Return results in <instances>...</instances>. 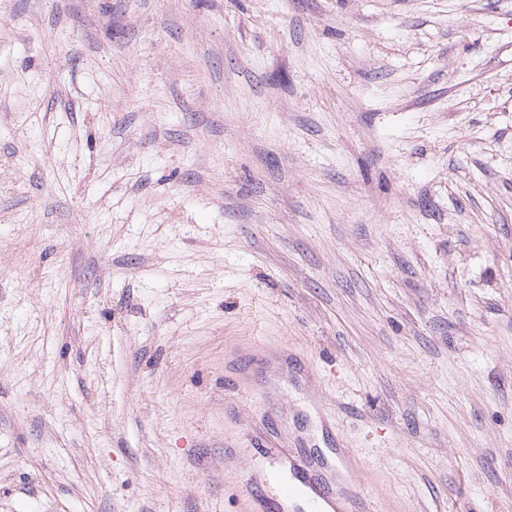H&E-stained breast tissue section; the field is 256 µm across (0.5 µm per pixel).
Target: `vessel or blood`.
Returning a JSON list of instances; mask_svg holds the SVG:
<instances>
[{
  "instance_id": "vessel-or-blood-1",
  "label": "vessel or blood",
  "mask_w": 512,
  "mask_h": 512,
  "mask_svg": "<svg viewBox=\"0 0 512 512\" xmlns=\"http://www.w3.org/2000/svg\"><path fill=\"white\" fill-rule=\"evenodd\" d=\"M252 444L264 458L275 464H289L290 476L278 489L255 475H246L242 491L248 501V512H323L322 502L338 504V512H358L361 498L353 496L335 480L343 456L340 448H329L313 454L283 458L284 437L261 420L252 431Z\"/></svg>"
}]
</instances>
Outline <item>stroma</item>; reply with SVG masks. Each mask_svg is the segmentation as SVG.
<instances>
[{
    "label": "stroma",
    "instance_id": "obj_1",
    "mask_svg": "<svg viewBox=\"0 0 512 512\" xmlns=\"http://www.w3.org/2000/svg\"><path fill=\"white\" fill-rule=\"evenodd\" d=\"M271 408L512 512V0H0V512H244Z\"/></svg>",
    "mask_w": 512,
    "mask_h": 512
}]
</instances>
